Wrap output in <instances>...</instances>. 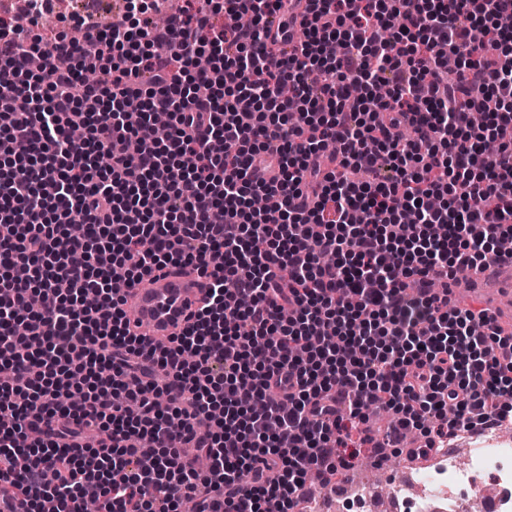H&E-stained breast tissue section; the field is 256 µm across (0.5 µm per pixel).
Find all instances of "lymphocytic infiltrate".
Listing matches in <instances>:
<instances>
[{"mask_svg": "<svg viewBox=\"0 0 512 512\" xmlns=\"http://www.w3.org/2000/svg\"><path fill=\"white\" fill-rule=\"evenodd\" d=\"M25 2L0 22V367L22 379L0 384L1 507L82 512L90 491L99 512H296L307 475L331 483L361 447L410 433L423 453L512 418V329L435 288L512 237V0H312L273 65L279 0H186L153 28L158 0H126L47 44L49 0ZM381 161L388 180H355ZM116 266L197 267L208 301L145 347ZM374 405L393 413L379 437Z\"/></svg>", "mask_w": 512, "mask_h": 512, "instance_id": "lymphocytic-infiltrate-1", "label": "lymphocytic infiltrate"}]
</instances>
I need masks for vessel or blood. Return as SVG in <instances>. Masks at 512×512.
<instances>
[{"instance_id": "obj_1", "label": "vessel or blood", "mask_w": 512, "mask_h": 512, "mask_svg": "<svg viewBox=\"0 0 512 512\" xmlns=\"http://www.w3.org/2000/svg\"><path fill=\"white\" fill-rule=\"evenodd\" d=\"M308 0H283L267 21V41L272 58H283L291 48L294 25L307 13ZM473 289L493 283L512 291V260L485 271L468 274ZM121 294L124 309L130 312L131 333L145 342L158 344L180 335L194 320L208 294V281L190 269L168 267L143 280L125 286Z\"/></svg>"}]
</instances>
